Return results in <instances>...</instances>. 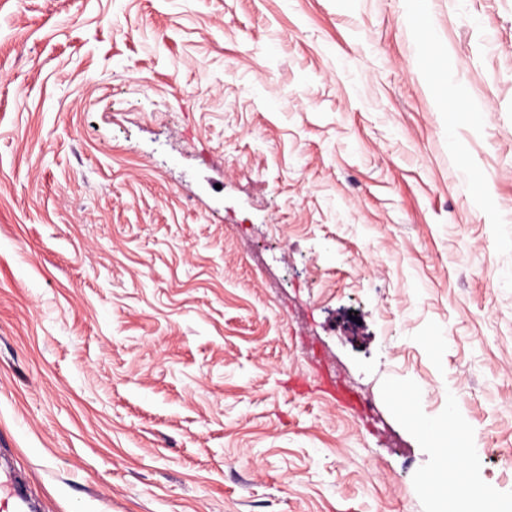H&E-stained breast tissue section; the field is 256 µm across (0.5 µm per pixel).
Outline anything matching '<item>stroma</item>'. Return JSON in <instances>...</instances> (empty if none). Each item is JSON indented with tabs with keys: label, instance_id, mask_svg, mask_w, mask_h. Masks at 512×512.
I'll list each match as a JSON object with an SVG mask.
<instances>
[{
	"label": "stroma",
	"instance_id": "35a3bbf8",
	"mask_svg": "<svg viewBox=\"0 0 512 512\" xmlns=\"http://www.w3.org/2000/svg\"><path fill=\"white\" fill-rule=\"evenodd\" d=\"M425 8L0 0V458L38 512H442L452 406L512 486V0Z\"/></svg>",
	"mask_w": 512,
	"mask_h": 512
}]
</instances>
